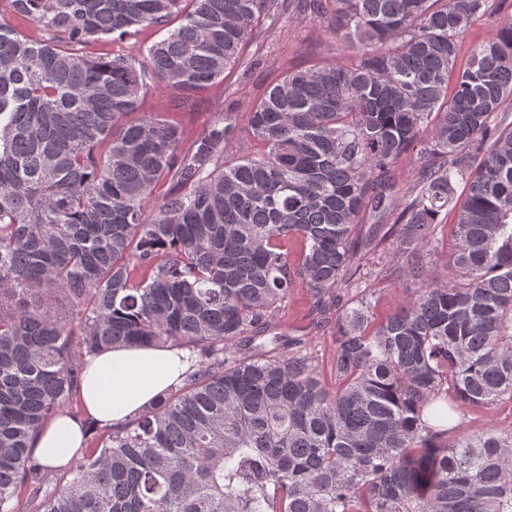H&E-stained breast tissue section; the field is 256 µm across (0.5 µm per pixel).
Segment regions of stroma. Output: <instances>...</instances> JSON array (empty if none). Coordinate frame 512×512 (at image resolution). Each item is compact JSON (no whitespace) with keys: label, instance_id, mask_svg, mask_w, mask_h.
I'll use <instances>...</instances> for the list:
<instances>
[{"label":"stroma","instance_id":"stroma-1","mask_svg":"<svg viewBox=\"0 0 512 512\" xmlns=\"http://www.w3.org/2000/svg\"><path fill=\"white\" fill-rule=\"evenodd\" d=\"M512 20V6H500L492 0L487 14L477 18L459 39V63H466L471 49L495 34L497 28ZM351 56L334 39L326 22L299 20L291 12H281L270 32L259 42L249 44L243 63L252 64L248 74L233 71L224 79L201 90L195 103L188 108L176 107L177 93L171 89L149 87L140 104L141 111L160 112L177 125L185 142H192L204 134L216 111L231 109L237 114V145L255 153L259 145L249 135L248 106L257 100L271 84L286 72L322 64H344ZM376 263L384 272L375 278L366 300L376 318L392 314L399 305L412 297L418 284L403 276L391 275L398 258L389 253H377ZM313 298L304 281L294 279L285 300L275 314L278 333L289 334L300 329L309 335L308 353L312 357L326 386H334L332 361L334 346L328 332L313 326ZM512 428V403L504 402L492 409L462 408L457 416L456 435H474L488 426Z\"/></svg>","mask_w":512,"mask_h":512}]
</instances>
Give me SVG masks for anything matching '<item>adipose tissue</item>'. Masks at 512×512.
Here are the masks:
<instances>
[{
	"instance_id": "obj_1",
	"label": "adipose tissue",
	"mask_w": 512,
	"mask_h": 512,
	"mask_svg": "<svg viewBox=\"0 0 512 512\" xmlns=\"http://www.w3.org/2000/svg\"><path fill=\"white\" fill-rule=\"evenodd\" d=\"M190 365V353L169 347L117 346L89 357L80 383V402L100 425L124 426L180 384ZM86 434L80 420L53 418L40 429L32 452L44 464L67 465L82 448Z\"/></svg>"
}]
</instances>
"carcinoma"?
Returning a JSON list of instances; mask_svg holds the SVG:
<instances>
[{
    "label": "carcinoma",
    "instance_id": "cac0c4a2",
    "mask_svg": "<svg viewBox=\"0 0 512 512\" xmlns=\"http://www.w3.org/2000/svg\"><path fill=\"white\" fill-rule=\"evenodd\" d=\"M4 3L45 35L0 22V512H512V429L456 439L423 420L440 400L512 402V21L457 72L489 0H288L353 60L270 86L249 108L263 150L233 155L236 112L181 149L141 94L192 104L281 0ZM151 27L167 36L140 56L93 51ZM457 180L444 281L430 258ZM380 250L420 288L378 322L340 290ZM295 276L330 330L333 390L303 339L273 332ZM115 345L194 361L101 445L40 463L33 436L73 415L85 357Z\"/></svg>",
    "mask_w": 512,
    "mask_h": 512
}]
</instances>
